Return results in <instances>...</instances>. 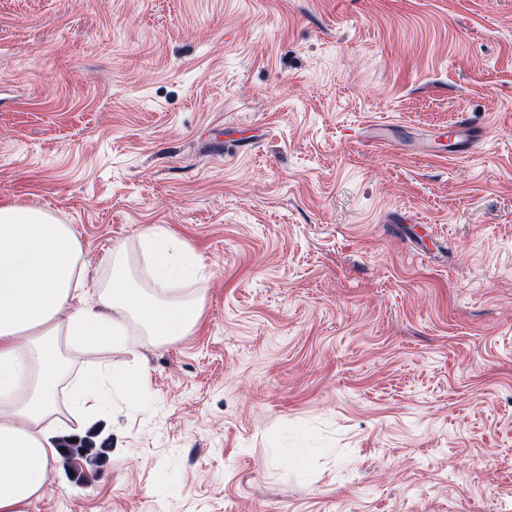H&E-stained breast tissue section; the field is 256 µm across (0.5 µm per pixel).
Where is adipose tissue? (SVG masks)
Returning <instances> with one entry per match:
<instances>
[{
	"label": "adipose tissue",
	"instance_id": "adipose-tissue-1",
	"mask_svg": "<svg viewBox=\"0 0 512 512\" xmlns=\"http://www.w3.org/2000/svg\"><path fill=\"white\" fill-rule=\"evenodd\" d=\"M149 289L133 287L127 252L112 254V275L90 287L80 239L50 212L0 204V512H29L45 491L55 448L49 431H69L103 412L113 395L142 407L141 371L72 375L70 353L128 348V323L156 343L188 335L203 295L180 298L176 283L202 279L201 259L168 232L141 236Z\"/></svg>",
	"mask_w": 512,
	"mask_h": 512
}]
</instances>
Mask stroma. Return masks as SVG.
Segmentation results:
<instances>
[{
	"label": "stroma",
	"mask_w": 512,
	"mask_h": 512,
	"mask_svg": "<svg viewBox=\"0 0 512 512\" xmlns=\"http://www.w3.org/2000/svg\"><path fill=\"white\" fill-rule=\"evenodd\" d=\"M0 203L205 265L30 512H512V0H0ZM452 134L456 140V148L448 154V158H455L464 153H474L482 145L479 129L476 128L470 119L457 121ZM116 391L132 407L141 408L150 395L148 376L142 371L109 372ZM97 434L66 435L59 440L58 448L63 457L64 465L70 466L84 462L90 467H97L101 461L112 450L110 443L104 440H97ZM73 439V442H69Z\"/></svg>",
	"instance_id": "obj_1"
}]
</instances>
